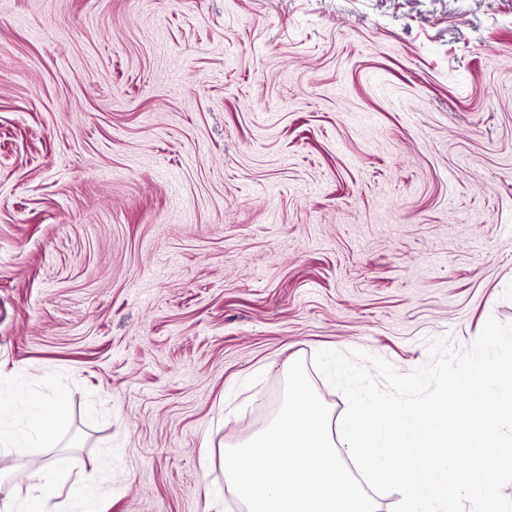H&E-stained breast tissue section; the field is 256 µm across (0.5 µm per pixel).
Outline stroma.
<instances>
[{"mask_svg": "<svg viewBox=\"0 0 512 512\" xmlns=\"http://www.w3.org/2000/svg\"><path fill=\"white\" fill-rule=\"evenodd\" d=\"M491 317L512 0H0V390L65 391L99 512H243L293 361L339 418L316 351L407 373Z\"/></svg>", "mask_w": 512, "mask_h": 512, "instance_id": "1", "label": "stroma"}]
</instances>
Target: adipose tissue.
Wrapping results in <instances>:
<instances>
[{"label":"adipose tissue","instance_id":"ef3b65f1","mask_svg":"<svg viewBox=\"0 0 512 512\" xmlns=\"http://www.w3.org/2000/svg\"><path fill=\"white\" fill-rule=\"evenodd\" d=\"M25 420V427H16L11 404L0 397V451L6 453L14 448H45L49 451L34 471V481L19 502L23 512H47L50 501L59 495L58 477L67 462L66 457L53 453L54 442L47 432L48 426L59 427L67 421L63 396L27 400Z\"/></svg>","mask_w":512,"mask_h":512}]
</instances>
